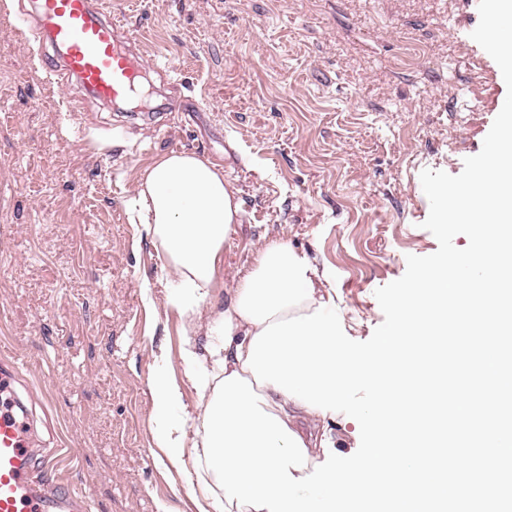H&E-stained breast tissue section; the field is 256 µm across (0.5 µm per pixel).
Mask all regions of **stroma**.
<instances>
[{"instance_id":"obj_1","label":"stroma","mask_w":512,"mask_h":512,"mask_svg":"<svg viewBox=\"0 0 512 512\" xmlns=\"http://www.w3.org/2000/svg\"><path fill=\"white\" fill-rule=\"evenodd\" d=\"M478 3L112 0L151 69L143 102L116 111L50 70L28 0H0V351L21 363L36 447L67 448L49 485L91 493L93 512L190 503L157 460L149 388L189 323L126 214L157 155L217 162L239 192L221 288L283 241L335 288L350 339L371 337L376 289L438 248L421 172L461 173L506 97L471 37ZM407 41L427 52L402 72Z\"/></svg>"}]
</instances>
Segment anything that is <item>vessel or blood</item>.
<instances>
[{"mask_svg": "<svg viewBox=\"0 0 512 512\" xmlns=\"http://www.w3.org/2000/svg\"><path fill=\"white\" fill-rule=\"evenodd\" d=\"M35 33L57 48V71L96 98L125 100L145 67L112 18L110 0H36ZM18 361L0 358V512H92L86 494L48 488L27 419L15 412Z\"/></svg>", "mask_w": 512, "mask_h": 512, "instance_id": "1", "label": "vessel or blood"}]
</instances>
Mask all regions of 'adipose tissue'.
<instances>
[{"label": "adipose tissue", "instance_id": "ef3b65f1", "mask_svg": "<svg viewBox=\"0 0 512 512\" xmlns=\"http://www.w3.org/2000/svg\"><path fill=\"white\" fill-rule=\"evenodd\" d=\"M134 206L139 234L150 239L163 265L178 278L167 297L169 307L189 320L209 311L215 331L202 344L186 335L179 352L181 375L163 368L150 380L154 440L161 459L178 468L187 484L197 485L191 496L195 512H254L248 505H229L214 473L207 470L205 410L220 379L235 371L250 377L243 364L254 334L269 324L312 314L328 301L329 288L306 254L273 241L227 290L223 305H216L224 246L241 219L242 203L222 166L208 159L186 152L158 156L139 175ZM186 382L198 397L191 408L183 402ZM259 392L268 402L267 412L299 433L309 462L324 461L321 442L333 435L327 417L271 384Z\"/></svg>", "mask_w": 512, "mask_h": 512}]
</instances>
